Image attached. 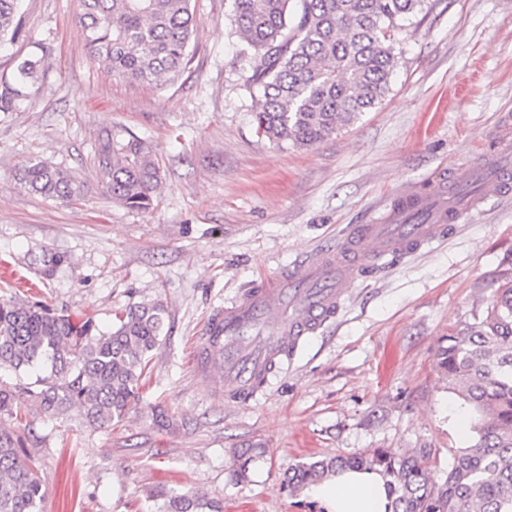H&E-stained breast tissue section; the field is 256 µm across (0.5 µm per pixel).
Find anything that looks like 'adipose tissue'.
Wrapping results in <instances>:
<instances>
[{
    "instance_id": "1",
    "label": "adipose tissue",
    "mask_w": 512,
    "mask_h": 512,
    "mask_svg": "<svg viewBox=\"0 0 512 512\" xmlns=\"http://www.w3.org/2000/svg\"><path fill=\"white\" fill-rule=\"evenodd\" d=\"M308 493L323 500L327 512H387L389 505L384 479L371 471L341 472L311 486Z\"/></svg>"
}]
</instances>
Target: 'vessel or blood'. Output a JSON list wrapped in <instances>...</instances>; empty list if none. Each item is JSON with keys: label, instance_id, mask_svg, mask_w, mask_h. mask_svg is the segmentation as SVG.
Wrapping results in <instances>:
<instances>
[{"label": "vessel or blood", "instance_id": "vessel-or-blood-1", "mask_svg": "<svg viewBox=\"0 0 512 512\" xmlns=\"http://www.w3.org/2000/svg\"><path fill=\"white\" fill-rule=\"evenodd\" d=\"M512 189V130L480 167L463 164L451 180L424 192L404 191L369 223L350 225L335 242L217 309L207 320L205 340L224 370V394L253 398L268 382L271 360L291 357L341 309L351 283L447 240L464 211Z\"/></svg>", "mask_w": 512, "mask_h": 512}]
</instances>
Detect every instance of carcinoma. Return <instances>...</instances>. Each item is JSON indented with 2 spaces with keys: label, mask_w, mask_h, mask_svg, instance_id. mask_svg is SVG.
I'll use <instances>...</instances> for the list:
<instances>
[{
  "label": "carcinoma",
  "mask_w": 512,
  "mask_h": 512,
  "mask_svg": "<svg viewBox=\"0 0 512 512\" xmlns=\"http://www.w3.org/2000/svg\"><path fill=\"white\" fill-rule=\"evenodd\" d=\"M18 0H0V45L23 33ZM424 0H235L234 25L253 50L246 85L257 101L253 122L275 145L311 147L373 108L395 66L392 32ZM93 58L117 76L147 85L179 75L192 61L197 27L191 0H79ZM47 47L17 57L0 77V112L31 104L40 90ZM103 189L129 209L147 210L162 179L145 143L106 139L97 152ZM31 192L61 202L84 184L62 168L31 159L20 171ZM163 303L129 309L103 331L91 317L74 321L38 303L0 300V367L45 374L16 389L0 382V512H41L45 491L24 435L1 426L22 422L34 405L52 416L77 408L108 428L139 400L156 348ZM437 366L472 412L475 443L455 457L443 483L415 455L376 449L293 469L292 493L343 470L373 471L386 481L391 512H512V281L496 289L483 316L448 333ZM167 512H224L201 496L174 495Z\"/></svg>",
  "instance_id": "cac0c4a2"
}]
</instances>
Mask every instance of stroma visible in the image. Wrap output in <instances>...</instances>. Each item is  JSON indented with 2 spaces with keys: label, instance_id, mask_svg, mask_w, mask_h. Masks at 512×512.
<instances>
[{
  "label": "stroma",
  "instance_id": "obj_1",
  "mask_svg": "<svg viewBox=\"0 0 512 512\" xmlns=\"http://www.w3.org/2000/svg\"><path fill=\"white\" fill-rule=\"evenodd\" d=\"M192 62L164 87L94 62L77 0H19L26 35L0 49V76L47 47L35 103L0 113V298L47 305L107 329L130 306L167 317L142 397L118 424L26 409L42 512H164L204 495L224 512H319L283 485L289 468L381 448L426 461L434 481L474 442L466 406L438 373L450 328L472 322L512 278V198L465 216L443 245L351 284L327 322L245 403L202 382L200 328L260 277L281 275L397 193L490 155L512 117V0H425L400 21L397 64L375 108L310 148L258 137L234 0H191ZM142 139L161 167L148 210L113 202L95 162L104 132ZM40 159L83 182L70 203L28 192ZM64 256L52 277L43 259ZM164 410L167 428L155 424Z\"/></svg>",
  "mask_w": 512,
  "mask_h": 512
}]
</instances>
